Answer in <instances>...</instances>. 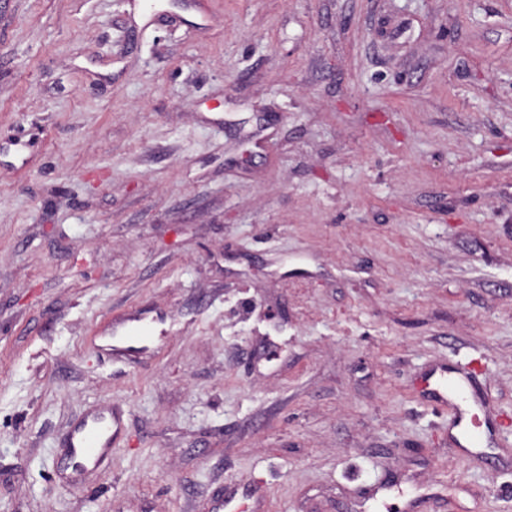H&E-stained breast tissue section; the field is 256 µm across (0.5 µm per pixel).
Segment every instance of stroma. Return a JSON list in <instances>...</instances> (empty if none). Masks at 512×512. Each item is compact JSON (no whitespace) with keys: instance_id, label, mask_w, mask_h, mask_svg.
Instances as JSON below:
<instances>
[{"instance_id":"1","label":"stroma","mask_w":512,"mask_h":512,"mask_svg":"<svg viewBox=\"0 0 512 512\" xmlns=\"http://www.w3.org/2000/svg\"><path fill=\"white\" fill-rule=\"evenodd\" d=\"M230 493L512 512V0H0V512ZM432 384L428 378L427 388L431 399L442 407H447L454 412L458 426L466 421L468 436L470 441H477L483 434L482 425L475 414L466 417L472 409L465 412L461 408V403L468 397L472 382L468 377L451 375L448 377V371L444 370L438 374L437 383ZM118 429L114 417L99 413L81 422L72 432L66 455V466L76 471H86L98 466L107 456L109 434ZM92 463L89 468L86 464Z\"/></svg>"}]
</instances>
